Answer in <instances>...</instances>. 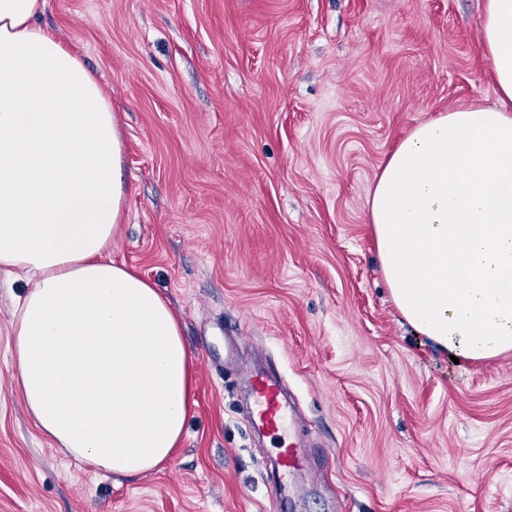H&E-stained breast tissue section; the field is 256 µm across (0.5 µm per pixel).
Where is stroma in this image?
<instances>
[{
    "label": "stroma",
    "mask_w": 512,
    "mask_h": 512,
    "mask_svg": "<svg viewBox=\"0 0 512 512\" xmlns=\"http://www.w3.org/2000/svg\"><path fill=\"white\" fill-rule=\"evenodd\" d=\"M484 0H46L118 112L112 256L168 298L195 362L179 448L132 478L58 452L10 387L0 280V512H512V352L453 362L393 304L367 198L419 123L495 98ZM283 373L306 472L225 365Z\"/></svg>",
    "instance_id": "stroma-1"
}]
</instances>
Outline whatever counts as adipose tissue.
Returning a JSON list of instances; mask_svg holds the SVG:
<instances>
[{"instance_id":"obj_1","label":"adipose tissue","mask_w":512,"mask_h":512,"mask_svg":"<svg viewBox=\"0 0 512 512\" xmlns=\"http://www.w3.org/2000/svg\"><path fill=\"white\" fill-rule=\"evenodd\" d=\"M45 0H0V273L24 282L10 376L55 448L132 476L166 462L194 403L192 360L157 288L109 248L122 218L112 101ZM496 101L417 125L368 199L404 320L447 354L512 352V0L479 25Z\"/></svg>"}]
</instances>
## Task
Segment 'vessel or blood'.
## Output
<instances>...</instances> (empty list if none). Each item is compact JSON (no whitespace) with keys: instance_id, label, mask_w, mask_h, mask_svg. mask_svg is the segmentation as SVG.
Masks as SVG:
<instances>
[{"instance_id":"b4317fda","label":"vessel or blood","mask_w":512,"mask_h":512,"mask_svg":"<svg viewBox=\"0 0 512 512\" xmlns=\"http://www.w3.org/2000/svg\"><path fill=\"white\" fill-rule=\"evenodd\" d=\"M249 384L251 422L275 440V465L281 477H292L304 458V450L292 434L295 413L286 400L284 382L272 373H254Z\"/></svg>"}]
</instances>
